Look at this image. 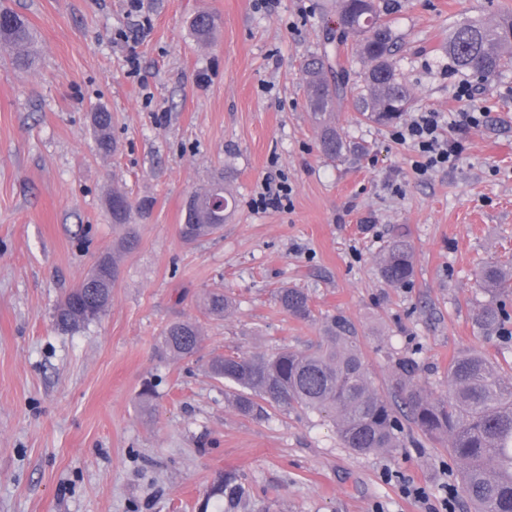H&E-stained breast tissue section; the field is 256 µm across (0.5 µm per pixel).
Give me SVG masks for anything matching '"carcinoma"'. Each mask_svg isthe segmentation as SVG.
Listing matches in <instances>:
<instances>
[{"mask_svg": "<svg viewBox=\"0 0 512 512\" xmlns=\"http://www.w3.org/2000/svg\"><path fill=\"white\" fill-rule=\"evenodd\" d=\"M382 0H336V40L358 37L359 55L371 63L363 89L355 95L360 115L378 124L400 120L410 104L407 88L397 78L394 61L395 34L390 26L377 24ZM218 19L208 11L197 12L190 21L197 42L208 44ZM35 35L29 21L0 8V49L12 53L16 66L33 64ZM512 16L503 15L494 25L464 20L448 34V60L453 71H468L487 78L512 66ZM307 108L319 133L321 151L336 157L345 148L331 118L336 105L346 98L347 71L333 64L330 52L307 59ZM92 125L99 150L113 153L112 113L100 108L92 113ZM153 201H132L126 194L112 192L107 211L120 236L112 252L101 254L88 276L57 304L54 320L64 331H77L99 319L112 302V288L120 278V253L138 242L135 219L146 218ZM234 202L224 185V174L213 177L202 191L193 193L185 204L180 225L184 242L194 243L224 229ZM382 278L390 284L405 285L414 274L413 251L404 240L394 241L383 255ZM481 290L489 299L479 304L474 316L482 330L501 326L504 298L512 295V272L487 264L478 272ZM275 299L290 317L314 321L316 316L307 292L280 288ZM207 315L222 318L233 307L232 298L222 291L203 297ZM197 322L177 320L161 332L160 343L174 359L194 356L201 347ZM208 370L219 382L234 386L231 402L244 415H261L269 408L296 404L332 418L343 445L357 455L397 447L398 421L387 399L377 393L365 371L357 336L350 324L333 317L322 328L321 340L306 350L282 348L268 355H214ZM412 372L402 370L401 382L406 405L417 427L426 435L447 434L450 448L460 463L459 478L473 512H512V377L504 378L493 362L479 352L456 359L448 369V395L433 400L413 383ZM242 487L233 473L217 476L207 499L216 500L215 512H224L221 501L234 507Z\"/></svg>", "mask_w": 512, "mask_h": 512, "instance_id": "cac0c4a2", "label": "carcinoma"}]
</instances>
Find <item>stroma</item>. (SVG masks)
Returning <instances> with one entry per match:
<instances>
[{
	"label": "stroma",
	"mask_w": 512,
	"mask_h": 512,
	"mask_svg": "<svg viewBox=\"0 0 512 512\" xmlns=\"http://www.w3.org/2000/svg\"><path fill=\"white\" fill-rule=\"evenodd\" d=\"M327 0H0L36 32L37 62L0 51V512H199L218 473H235L243 512H469L447 437L424 435L403 404V365L431 396L476 350L512 375V341L481 331L475 272L512 266V67L449 74L452 26L495 23L512 0H388L394 59L411 104L440 116L463 150L417 171V153L351 100L333 123L346 149L319 148L304 61L336 28ZM219 20L193 38L198 10ZM468 84L484 112L459 130ZM118 116L99 153L91 114ZM236 200L219 235L184 243L188 196L217 171ZM281 204L255 207L265 183ZM151 199L138 247L104 316L57 329L54 308L116 238L112 192ZM413 249L410 285L386 283L381 255ZM304 289L316 323L288 316L277 289ZM234 306L216 319L202 298ZM355 329L368 376L400 419L397 448L357 455L332 418L292 405L241 414L207 369L215 354L266 355ZM198 322L200 351H158L171 321ZM155 385L150 408L139 392ZM218 27V19L208 11L197 12L190 21L192 34L197 42L208 44L214 37ZM203 307L210 317L223 318L232 309L233 300L224 291H210L203 297Z\"/></svg>",
	"instance_id": "obj_1"
}]
</instances>
